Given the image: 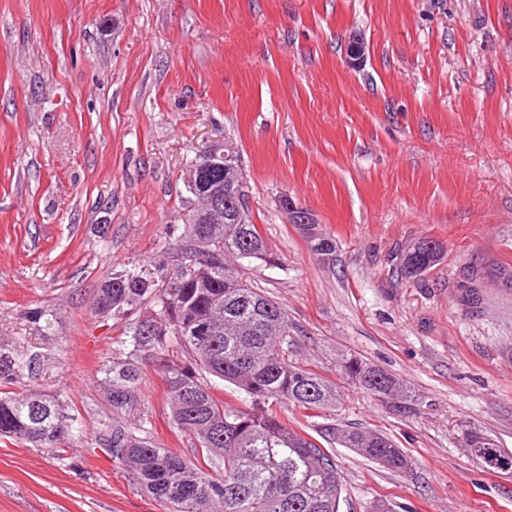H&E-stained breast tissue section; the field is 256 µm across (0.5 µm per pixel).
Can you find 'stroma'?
<instances>
[{
  "label": "stroma",
  "mask_w": 512,
  "mask_h": 512,
  "mask_svg": "<svg viewBox=\"0 0 512 512\" xmlns=\"http://www.w3.org/2000/svg\"><path fill=\"white\" fill-rule=\"evenodd\" d=\"M224 141L274 259L245 277L337 391L321 416L278 414L382 432L412 461L397 474L335 446L339 512H512V473L462 445L476 428L512 450V0H0V340L40 354L36 384L78 429L63 460L0 439V512H166L105 450L96 378L122 326L94 301L112 270L181 258L191 162ZM286 196L334 235V262ZM421 238L442 260L396 277ZM345 357L396 377L406 406L344 377ZM139 397L124 423L190 456L154 367ZM280 207L286 214L289 224H294L306 240L311 253L323 261L330 260L336 252V239L330 233L323 231L322 237L313 234L312 229L319 224L312 211L288 196L281 199Z\"/></svg>",
  "instance_id": "35a3bbf8"
}]
</instances>
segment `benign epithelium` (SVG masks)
<instances>
[{
    "mask_svg": "<svg viewBox=\"0 0 512 512\" xmlns=\"http://www.w3.org/2000/svg\"><path fill=\"white\" fill-rule=\"evenodd\" d=\"M365 45L358 35L349 37L346 62L355 66L364 60ZM224 174V186L238 189L244 186V180L238 154L235 148L227 144L214 143L209 145L190 169L187 182L209 188V203L193 218L195 224L224 223V191L215 179V175ZM280 207L286 214L290 224H316L318 220L311 210L285 196Z\"/></svg>",
    "mask_w": 512,
    "mask_h": 512,
    "instance_id": "1",
    "label": "benign epithelium"
}]
</instances>
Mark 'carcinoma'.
Listing matches in <instances>:
<instances>
[{"label": "carcinoma", "instance_id": "1", "mask_svg": "<svg viewBox=\"0 0 512 512\" xmlns=\"http://www.w3.org/2000/svg\"><path fill=\"white\" fill-rule=\"evenodd\" d=\"M241 224H191L184 262L166 257L112 273L97 290L96 315L123 325L112 363L102 368L114 412L138 403L142 367L162 373L171 399V421L194 440L185 459L153 442L139 423L115 426L107 452L129 481L171 512H338L341 482L336 455L323 442L336 440L394 472L410 466L386 435L357 428L318 427L313 436L283 422L273 404L288 402L322 411L336 402L333 385L289 359L288 314L248 283L242 261L273 263L266 244L241 211ZM296 228L319 259H331L336 239L317 237L312 224ZM438 261L424 248L405 249L400 272L418 278ZM179 353L189 364L174 360ZM40 354H18L0 344V437L61 454L76 430L60 394L26 384ZM344 375L374 396L394 397L400 383L357 358L341 362ZM234 385L249 399L247 410H228L215 397L209 377ZM464 447L487 472L512 471V452L477 430L464 433Z\"/></svg>", "mask_w": 512, "mask_h": 512}]
</instances>
